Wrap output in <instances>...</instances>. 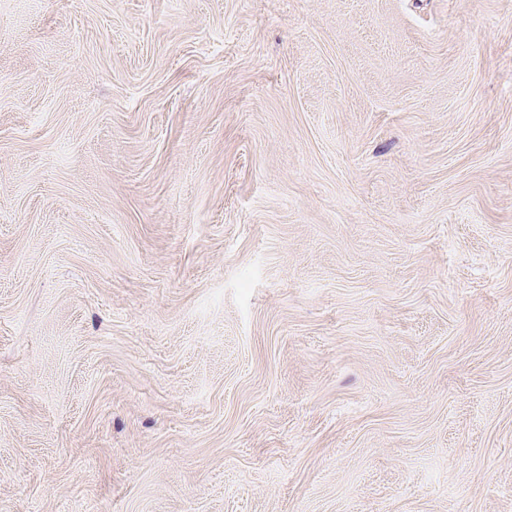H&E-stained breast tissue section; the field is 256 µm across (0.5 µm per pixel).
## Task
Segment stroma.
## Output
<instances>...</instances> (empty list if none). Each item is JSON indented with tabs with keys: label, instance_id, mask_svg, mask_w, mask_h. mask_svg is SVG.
Here are the masks:
<instances>
[{
	"label": "stroma",
	"instance_id": "obj_1",
	"mask_svg": "<svg viewBox=\"0 0 512 512\" xmlns=\"http://www.w3.org/2000/svg\"><path fill=\"white\" fill-rule=\"evenodd\" d=\"M0 512H512V0H0Z\"/></svg>",
	"mask_w": 512,
	"mask_h": 512
}]
</instances>
